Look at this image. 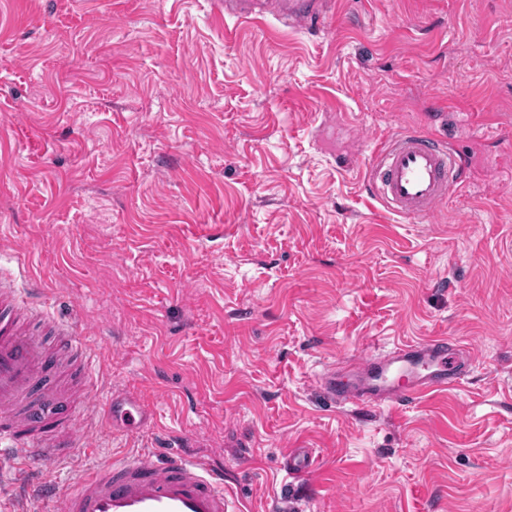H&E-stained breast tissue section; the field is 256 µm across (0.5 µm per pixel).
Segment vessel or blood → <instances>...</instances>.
I'll return each mask as SVG.
<instances>
[{
	"mask_svg": "<svg viewBox=\"0 0 512 512\" xmlns=\"http://www.w3.org/2000/svg\"><path fill=\"white\" fill-rule=\"evenodd\" d=\"M270 9L286 22L312 27L326 18L324 0H270ZM467 162L436 137L403 132L374 148L366 181L392 211L415 218L446 205L466 179ZM37 304L0 276V446L14 452L20 486L76 446L74 401L45 383L47 373L71 352L81 353L80 378L85 391L97 379L86 356L87 336L68 323H55L64 344L48 348L26 322ZM459 349L440 336L423 343L347 360L319 378L334 403L399 408L426 393L445 390L463 379ZM106 412L122 431L133 432L153 417L134 397L109 403ZM312 453L296 448L288 456L291 475L310 473ZM39 496L52 512H231L224 475L199 458L172 452L134 461H116L81 477L65 494L41 485Z\"/></svg>",
	"mask_w": 512,
	"mask_h": 512,
	"instance_id": "1",
	"label": "vessel or blood"
}]
</instances>
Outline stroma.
Masks as SVG:
<instances>
[{"label": "stroma", "mask_w": 512, "mask_h": 512, "mask_svg": "<svg viewBox=\"0 0 512 512\" xmlns=\"http://www.w3.org/2000/svg\"><path fill=\"white\" fill-rule=\"evenodd\" d=\"M414 130L469 162L425 219L365 186ZM1 273L100 331L96 413L39 474L58 493L181 448L238 512H512V0H331L308 31L215 0H0ZM437 336L477 355L454 388L391 410L319 387ZM126 391L154 419L116 436ZM254 0H225L224 14H231L243 22L263 20L264 15L255 13ZM316 465L314 455L306 448H294L288 455L287 470L291 475H303L310 473Z\"/></svg>", "instance_id": "35a3bbf8"}]
</instances>
